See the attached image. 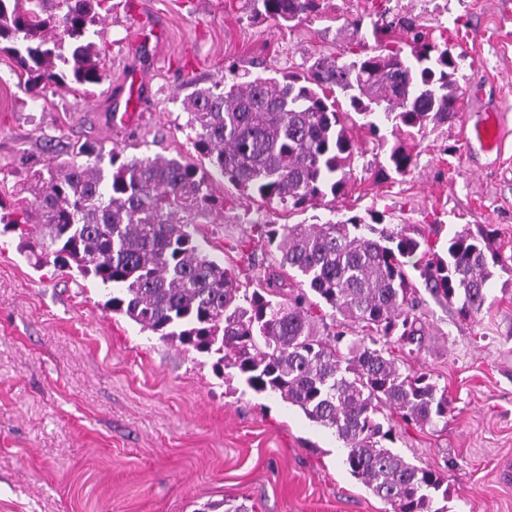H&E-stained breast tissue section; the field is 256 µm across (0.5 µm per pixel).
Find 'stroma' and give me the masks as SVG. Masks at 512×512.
<instances>
[{
	"label": "stroma",
	"mask_w": 512,
	"mask_h": 512,
	"mask_svg": "<svg viewBox=\"0 0 512 512\" xmlns=\"http://www.w3.org/2000/svg\"><path fill=\"white\" fill-rule=\"evenodd\" d=\"M393 20L456 57L455 117L417 133L348 112L359 152L332 207L262 203L214 176L218 205L191 227L198 245L230 269L248 245L259 276L278 254L257 223L354 217L439 248L482 227L490 251L512 257V0H321L287 27L256 15L253 0H108L96 26L106 78L73 91L31 89L0 52V512H199L228 500L254 512H391L350 474L331 431L216 370L215 356L112 312L101 285L47 263L39 235L9 220L25 208L36 224L34 173L82 146L208 168L184 109L195 89L303 75L323 55L352 60ZM138 98L143 110L114 126V109ZM488 106L506 131L492 154L464 137ZM396 145L411 157L402 175L389 162ZM420 296L432 335L404 367L447 389L448 422L394 421L392 447L443 475L447 512H512V486L497 477L512 458V269L495 268L471 317Z\"/></svg>",
	"instance_id": "35a3bbf8"
}]
</instances>
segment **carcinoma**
Returning a JSON list of instances; mask_svg holds the SVG:
<instances>
[{"instance_id":"cac0c4a2","label":"carcinoma","mask_w":512,"mask_h":512,"mask_svg":"<svg viewBox=\"0 0 512 512\" xmlns=\"http://www.w3.org/2000/svg\"><path fill=\"white\" fill-rule=\"evenodd\" d=\"M107 0H0V43L32 87L51 80L67 90L105 79L90 40ZM281 26L318 9L319 0H255ZM410 55L381 44L356 59H319L305 75L256 78L197 89L185 109L194 150L240 191L290 209L338 199L351 178L357 143L335 89L366 112L383 107L399 131L423 132L457 112L456 59L416 33ZM111 170L82 148L68 164L38 174L40 240L53 265L74 262L108 290L112 311L163 341L218 356L250 390L299 408L346 448L344 464L392 512H446L441 475L405 461L386 443L392 414L407 424L448 421V396L424 373H405L394 351L418 354L429 336L406 259L431 251L404 231L377 237L356 219L269 224L264 234L295 287L271 299L272 282L251 291L203 253L193 216L215 206L207 173L176 158L112 153ZM482 237L466 227L445 253L413 265L425 288L465 315L487 300L491 266ZM366 334L319 330L313 309Z\"/></svg>"}]
</instances>
